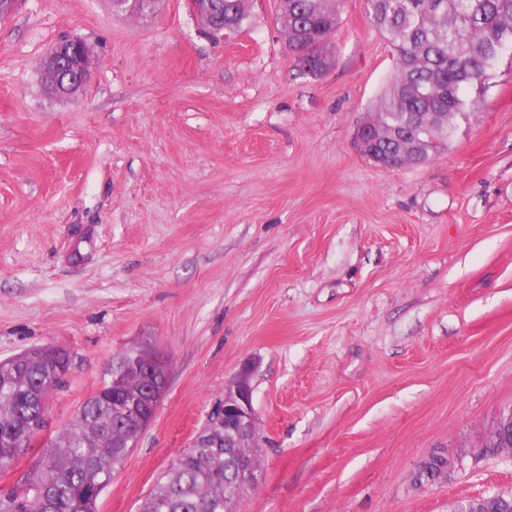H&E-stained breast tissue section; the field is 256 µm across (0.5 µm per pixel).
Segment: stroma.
Listing matches in <instances>:
<instances>
[{
	"label": "stroma",
	"mask_w": 512,
	"mask_h": 512,
	"mask_svg": "<svg viewBox=\"0 0 512 512\" xmlns=\"http://www.w3.org/2000/svg\"><path fill=\"white\" fill-rule=\"evenodd\" d=\"M277 0L216 37L184 0H23L0 21V359L73 356L53 440L151 343L168 390L98 512H138L253 363L263 448L239 512H449L512 491L477 446L512 408V56L427 164L377 167L354 134L393 70L366 0H341L335 65L301 74ZM98 57L83 96L40 61ZM463 455L417 487L433 449ZM96 64L93 51L83 38L72 36L57 42L40 64L46 94L58 100L78 98ZM442 454L437 450L431 452L428 456L423 458L416 466L414 471V477L418 478L420 473H425L427 477V481L422 485L424 486H432L435 484H439L442 482H446L451 475L458 469L459 466L462 465V457L461 456H448L446 455L447 464L445 466H437L434 464L433 469H437L434 473L433 478H430L428 466L432 465L436 459Z\"/></svg>",
	"instance_id": "obj_1"
}]
</instances>
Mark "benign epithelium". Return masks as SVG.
Segmentation results:
<instances>
[{
  "label": "benign epithelium",
  "mask_w": 512,
  "mask_h": 512,
  "mask_svg": "<svg viewBox=\"0 0 512 512\" xmlns=\"http://www.w3.org/2000/svg\"><path fill=\"white\" fill-rule=\"evenodd\" d=\"M188 9L206 25L210 22V0H184ZM97 64L86 41L72 36L57 42L44 55L41 75L46 94L58 100L78 98ZM147 377L148 387L143 395L133 398L119 397L117 401L125 409L130 423L142 430L153 420L157 406L167 389L169 362L159 352L135 365ZM252 368L243 365L224 386V398L210 414L208 426L200 431L192 448H210L207 435L224 436V500L235 499L248 491L256 479L261 439L252 407ZM512 447V409L502 412L491 429L485 434L479 453L492 449ZM462 465V457L449 456L447 464L439 467L425 485L432 486L447 481Z\"/></svg>",
  "instance_id": "1"
}]
</instances>
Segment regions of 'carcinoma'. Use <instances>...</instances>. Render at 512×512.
Returning <instances> with one entry per match:
<instances>
[{
    "label": "carcinoma",
    "instance_id": "cac0c4a2",
    "mask_svg": "<svg viewBox=\"0 0 512 512\" xmlns=\"http://www.w3.org/2000/svg\"><path fill=\"white\" fill-rule=\"evenodd\" d=\"M214 19L243 27L250 0H211ZM371 26L393 50L394 69L370 107L380 126L418 117L420 159L431 161L448 144V126L473 112L471 91L482 89L498 57L512 55V0H367ZM276 25L301 73L333 67L332 37L340 23L337 0H278ZM399 144L379 140L362 154L393 160ZM70 353L41 346L0 360V471L10 469L31 436L44 405L59 388ZM133 391L139 380L128 369L81 407L69 426L42 448L32 467L6 493L0 512H97V502L125 459L113 434L134 436L112 405V388ZM143 512H224V449L199 448L162 476ZM476 512H512V503L491 494L477 498Z\"/></svg>",
    "mask_w": 512,
    "mask_h": 512
}]
</instances>
